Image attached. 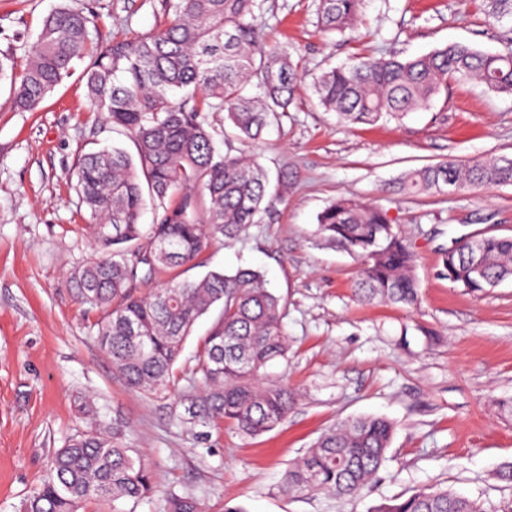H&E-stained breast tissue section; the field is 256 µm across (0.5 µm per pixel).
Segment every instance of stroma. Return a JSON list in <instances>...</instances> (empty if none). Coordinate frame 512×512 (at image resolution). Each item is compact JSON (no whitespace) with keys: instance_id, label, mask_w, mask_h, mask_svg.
<instances>
[{"instance_id":"1","label":"stroma","mask_w":512,"mask_h":512,"mask_svg":"<svg viewBox=\"0 0 512 512\" xmlns=\"http://www.w3.org/2000/svg\"><path fill=\"white\" fill-rule=\"evenodd\" d=\"M169 0H0V54L22 57L56 7L95 15L93 41L130 39L163 26ZM319 0H257L269 39L299 64L298 105L248 148L270 175L255 224L180 269H261L287 302V358L268 371L297 394L288 419L250 438L184 424L195 357L213 319L198 321L174 369L170 396L130 390L96 340V314L66 285L91 257L87 211L76 191L82 156L109 143L130 147L92 112L73 73L36 112L15 111L0 84V512H22L54 452L85 426L78 404L125 424L122 441L150 465L157 494L136 512H165L167 493L209 512H375L432 486L512 512V280L469 294L444 278V250L477 235L512 236V185L407 196L405 173L449 159H512V95L449 81L446 92L402 120L345 124L312 91L322 71L359 55L403 58L452 42L501 53L512 22L485 20L484 0H365L355 30L325 35ZM340 196L376 205L415 253L416 306L364 301L359 261L319 238L318 214ZM395 424L378 482L356 498L280 490L288 465L330 427L356 417Z\"/></svg>"}]
</instances>
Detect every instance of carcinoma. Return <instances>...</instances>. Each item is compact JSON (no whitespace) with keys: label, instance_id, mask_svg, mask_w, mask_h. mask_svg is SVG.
Here are the masks:
<instances>
[{"label":"carcinoma","instance_id":"1","mask_svg":"<svg viewBox=\"0 0 512 512\" xmlns=\"http://www.w3.org/2000/svg\"><path fill=\"white\" fill-rule=\"evenodd\" d=\"M363 2L319 0L318 26L326 33L354 28ZM486 2L488 23L512 18V0ZM255 6V0H170L164 26L98 45L89 38L95 16L63 5L27 45L24 65L0 55V82H9L16 111H38L81 65L91 106L135 146L134 156L117 146L88 153L76 172L95 254L69 286L98 314L100 349L129 389L160 398L195 324L220 306L197 358L200 389L188 398L182 421L224 423L247 436L283 424L297 399L267 372L288 353L282 297L263 272L249 267L173 280L147 294L137 285L236 239L261 210L269 178L258 158L222 152L214 141L230 134L258 142L278 114L295 105L297 65L288 49L267 42ZM450 78L475 79L512 94V50L489 54L453 43L411 58L358 57L324 71L314 93L340 120L374 124L427 108ZM254 79L261 97L247 93ZM214 113L224 114V127H214ZM510 184L512 160H449L405 174L397 190L430 194L449 185ZM148 205L154 216L145 226L140 219ZM316 233L361 260L357 291L363 299L418 302L414 253L382 209L340 197L320 213ZM477 242L475 253L466 247L444 252L441 273L448 281L482 293L512 280V237L483 236ZM121 435L118 420L108 427L94 419L71 436L55 452L24 512H80L90 499L112 505V512H135L155 486L149 464ZM393 435L394 424L384 417L340 423L288 466L281 491L356 498L384 468ZM120 500L130 508H117ZM167 512L205 508L194 497L172 494ZM377 512L486 509L478 499L431 487Z\"/></svg>","mask_w":512,"mask_h":512}]
</instances>
